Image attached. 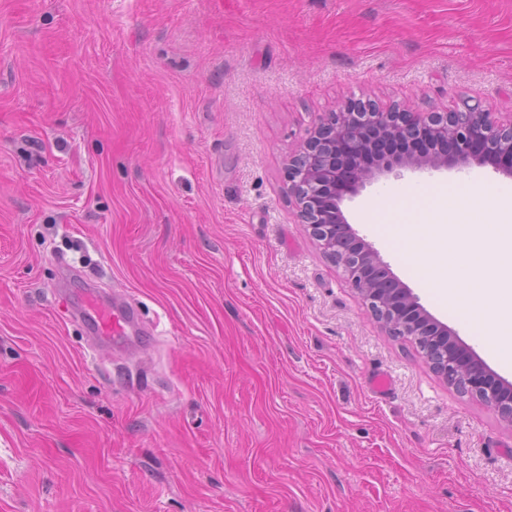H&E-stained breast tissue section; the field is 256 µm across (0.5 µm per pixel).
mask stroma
<instances>
[{
	"instance_id": "1",
	"label": "stroma",
	"mask_w": 512,
	"mask_h": 512,
	"mask_svg": "<svg viewBox=\"0 0 512 512\" xmlns=\"http://www.w3.org/2000/svg\"><path fill=\"white\" fill-rule=\"evenodd\" d=\"M512 113V0H0V512H512V426L389 335L284 167L346 99ZM439 321L512 381L367 217ZM99 282L137 351L71 320ZM385 376L377 391L373 380Z\"/></svg>"
}]
</instances>
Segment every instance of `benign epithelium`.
<instances>
[{
	"label": "benign epithelium",
	"instance_id": "1",
	"mask_svg": "<svg viewBox=\"0 0 512 512\" xmlns=\"http://www.w3.org/2000/svg\"><path fill=\"white\" fill-rule=\"evenodd\" d=\"M422 139L435 145L427 156L388 149L393 141L413 148ZM485 166L512 177V118L502 121L466 102L447 112H413L347 100L309 131L288 159L284 180L298 223L342 269L372 318L389 333L425 343L423 357L448 385L511 407L512 383L433 317L341 209L345 199L396 169L469 172Z\"/></svg>",
	"mask_w": 512,
	"mask_h": 512
}]
</instances>
